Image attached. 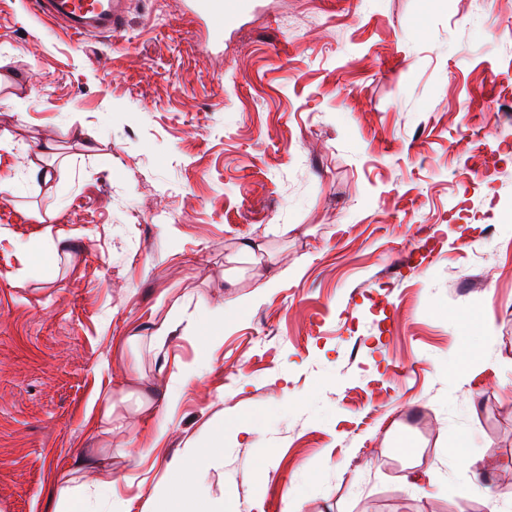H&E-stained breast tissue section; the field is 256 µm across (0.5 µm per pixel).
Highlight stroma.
Segmentation results:
<instances>
[{
	"instance_id": "stroma-1",
	"label": "stroma",
	"mask_w": 512,
	"mask_h": 512,
	"mask_svg": "<svg viewBox=\"0 0 512 512\" xmlns=\"http://www.w3.org/2000/svg\"><path fill=\"white\" fill-rule=\"evenodd\" d=\"M188 2L128 0L122 38L76 39L0 0V75L35 91L0 137L63 159L49 193L22 175L34 143L0 146V512H52L89 448V489L196 512L168 497L195 443L223 448L210 512H489L455 456L467 439L512 491V0H250L215 47ZM48 230L70 258L25 269ZM135 333L150 378L197 375L132 472L160 412L105 435L88 405Z\"/></svg>"
}]
</instances>
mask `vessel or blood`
<instances>
[{"label": "vessel or blood", "mask_w": 512, "mask_h": 512, "mask_svg": "<svg viewBox=\"0 0 512 512\" xmlns=\"http://www.w3.org/2000/svg\"><path fill=\"white\" fill-rule=\"evenodd\" d=\"M245 0H192L198 19L209 41L224 39V29L244 7ZM45 17L61 22L66 33L82 37L107 31L120 35L126 14L125 0H35Z\"/></svg>", "instance_id": "obj_1"}]
</instances>
